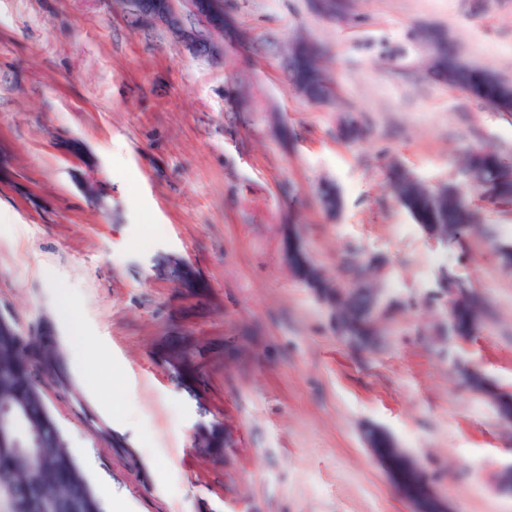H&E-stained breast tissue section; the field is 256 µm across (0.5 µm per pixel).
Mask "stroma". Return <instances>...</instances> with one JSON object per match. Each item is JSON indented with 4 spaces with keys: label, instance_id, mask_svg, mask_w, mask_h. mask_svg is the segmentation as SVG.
Instances as JSON below:
<instances>
[{
    "label": "stroma",
    "instance_id": "stroma-1",
    "mask_svg": "<svg viewBox=\"0 0 512 512\" xmlns=\"http://www.w3.org/2000/svg\"><path fill=\"white\" fill-rule=\"evenodd\" d=\"M237 37L193 52L202 29L136 21L128 0H0V312L51 328L61 368L48 404L104 500L130 512H410L364 442L391 433L451 512H512L493 476L512 423L463 381L512 391V208L487 236L430 239L400 206L396 164L428 187L462 182L465 152L512 162V114L428 71L424 28L512 80V0H224ZM322 44L337 98L292 85L300 38ZM336 185L339 213L316 189ZM325 276L374 261L379 340L348 345L333 310L290 271L285 224ZM193 266L203 293L179 287ZM484 294L469 339L448 332L449 279ZM80 335L83 360L71 344ZM206 347L205 384L177 379L169 343ZM219 423L224 457L198 450Z\"/></svg>",
    "mask_w": 512,
    "mask_h": 512
}]
</instances>
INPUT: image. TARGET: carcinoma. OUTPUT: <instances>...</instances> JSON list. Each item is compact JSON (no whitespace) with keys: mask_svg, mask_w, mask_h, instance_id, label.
Returning <instances> with one entry per match:
<instances>
[{"mask_svg":"<svg viewBox=\"0 0 512 512\" xmlns=\"http://www.w3.org/2000/svg\"><path fill=\"white\" fill-rule=\"evenodd\" d=\"M289 68L297 89L307 87L309 99L332 98L334 89L319 65L321 50L299 39L291 47ZM462 82L469 95L496 112L512 113V81L494 72L464 66ZM464 174L477 190V201L463 202L450 188L442 195L407 171L392 167L388 179L399 204L417 224H440L444 237H458L459 227L481 223V210L512 206V164L494 152L471 149L464 157ZM365 300L336 306V315L348 322L349 331L367 333L363 317ZM58 351L48 336H24L13 326H0V415L21 411L19 427L31 440V450L18 448L11 440L0 441V512H105L101 497L68 447L64 432L49 410L39 384V375L52 370ZM169 364L181 374L200 373L197 355L183 349L169 353ZM205 448L216 458L224 455V431L213 426L202 437Z\"/></svg>","mask_w":512,"mask_h":512,"instance_id":"1","label":"carcinoma"}]
</instances>
